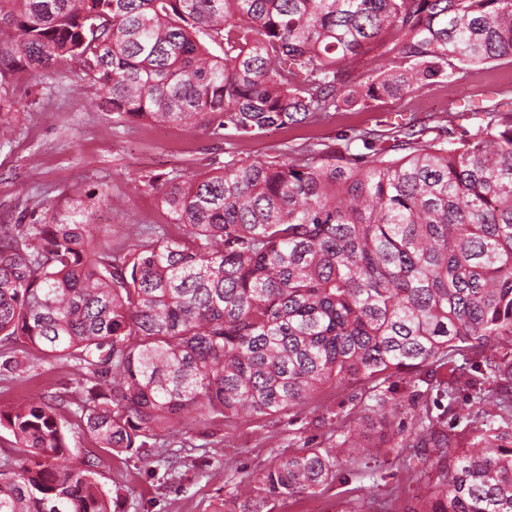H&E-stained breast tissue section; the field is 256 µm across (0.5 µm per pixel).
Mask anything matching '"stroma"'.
<instances>
[{
    "mask_svg": "<svg viewBox=\"0 0 512 512\" xmlns=\"http://www.w3.org/2000/svg\"><path fill=\"white\" fill-rule=\"evenodd\" d=\"M8 92L28 106L8 115L14 133L0 140V224L32 223L42 203H66L74 185L103 188L120 205L96 206L94 221L108 230L113 252L120 253L130 224L158 225L178 234L161 202L172 172L200 173L230 154L279 160L311 142L332 146L342 133L400 122L435 128L448 123L456 131L471 132L480 122L477 106L512 92V63L473 67L455 81L427 86L369 111L341 110L316 123L272 128L252 138L228 136L221 142L178 124L124 121L101 111L98 87L68 75L63 65L44 78L17 73ZM380 389L387 395L394 428L407 432L417 414L433 404L425 384L414 376L390 378ZM77 391L66 364L43 363L21 379L0 367L2 410L47 393L73 399ZM371 394L361 383L330 384L282 418L183 421L175 426L179 465L172 472L152 458L131 464L101 453L76 426H68L67 433L71 443L95 456L96 479L116 495L112 512H236L242 502L260 495V478L277 457L327 446L333 424L367 429ZM380 458L388 474L383 494L405 505L416 491L406 469L417 466V459L392 450ZM369 485V479L347 468L319 493L268 502L265 512H350L366 500Z\"/></svg>",
    "mask_w": 512,
    "mask_h": 512,
    "instance_id": "1",
    "label": "stroma"
}]
</instances>
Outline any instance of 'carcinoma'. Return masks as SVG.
<instances>
[{"label": "carcinoma", "instance_id": "carcinoma-1", "mask_svg": "<svg viewBox=\"0 0 512 512\" xmlns=\"http://www.w3.org/2000/svg\"><path fill=\"white\" fill-rule=\"evenodd\" d=\"M375 47L390 66L360 74ZM503 59L512 0H0V110L18 105L1 91L14 71L71 61L105 111L218 140L368 110ZM480 111L460 136L409 121L175 175L162 203L181 235L137 225L123 255L95 239L102 188L65 217L46 203L32 224H1L4 369L65 360L79 398L0 411L21 454L0 459V512H111L61 408L98 447L141 460L189 416L281 417L351 382L373 385L392 448L430 449L402 512H512V98ZM465 352L496 388L457 363ZM427 366L448 368L422 379L439 413L402 437L376 382ZM460 392L499 410L462 441L447 427ZM342 437L277 458L240 512L314 495L378 454Z\"/></svg>", "mask_w": 512, "mask_h": 512}]
</instances>
